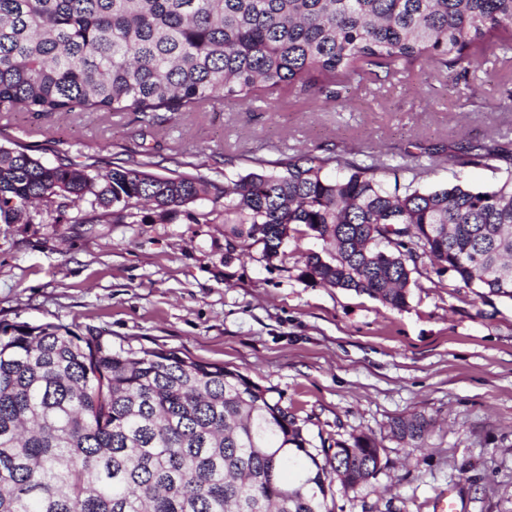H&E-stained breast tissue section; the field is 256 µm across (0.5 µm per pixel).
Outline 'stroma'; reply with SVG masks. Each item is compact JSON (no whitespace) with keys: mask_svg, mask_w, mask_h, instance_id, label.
<instances>
[{"mask_svg":"<svg viewBox=\"0 0 512 512\" xmlns=\"http://www.w3.org/2000/svg\"><path fill=\"white\" fill-rule=\"evenodd\" d=\"M245 104L216 100L199 112H0V138L43 164L149 150L154 171L224 159H274L311 150L381 159L400 182L428 166L424 187L460 180L477 188L504 177L499 161L461 168L450 154L483 145L512 151V48L492 43L472 64L401 69ZM211 200L190 211H211ZM187 211V212H190ZM80 202L63 224H0V323H53L116 345L175 350L247 375L295 415L315 448L363 432L381 468L351 492L333 484L334 512H434L450 491L460 512H512V299L484 301L451 274L419 277L407 308L301 279L321 249L294 233L283 259L261 244L228 248L221 223L187 212L146 222L91 224ZM422 415L421 445L389 423Z\"/></svg>","mask_w":512,"mask_h":512,"instance_id":"35a3bbf8","label":"stroma"}]
</instances>
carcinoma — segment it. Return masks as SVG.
Segmentation results:
<instances>
[{
	"mask_svg": "<svg viewBox=\"0 0 512 512\" xmlns=\"http://www.w3.org/2000/svg\"><path fill=\"white\" fill-rule=\"evenodd\" d=\"M512 37V0H0V112H197L417 63L470 61ZM512 158L467 149L459 167ZM218 184L151 154L47 166L0 145V223L124 224L213 196L227 245L273 261L293 226L323 242L301 277L408 307L425 262L477 297L512 299V169L499 184L388 187L386 167L342 155L240 157ZM430 421L395 418L424 440ZM316 448L272 390L171 350L113 346L53 324L0 323V512H332L326 481L356 490L380 470L368 434ZM309 463L294 483V458Z\"/></svg>",
	"mask_w": 512,
	"mask_h": 512,
	"instance_id": "carcinoma-1",
	"label": "carcinoma"
}]
</instances>
